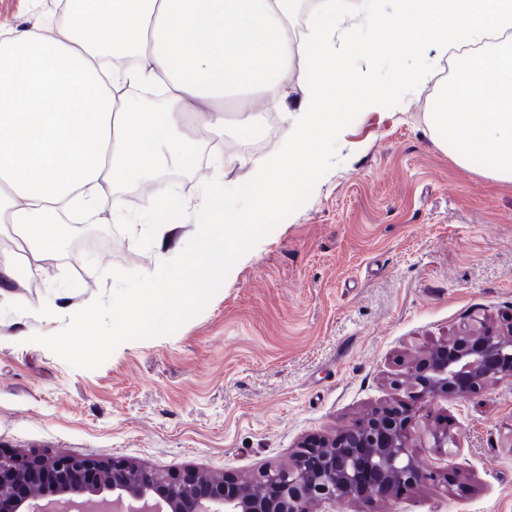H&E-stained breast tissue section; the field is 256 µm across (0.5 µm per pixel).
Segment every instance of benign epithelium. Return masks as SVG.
<instances>
[{"label":"benign epithelium","instance_id":"obj_1","mask_svg":"<svg viewBox=\"0 0 512 512\" xmlns=\"http://www.w3.org/2000/svg\"><path fill=\"white\" fill-rule=\"evenodd\" d=\"M105 231L92 224L64 225L69 253L89 249ZM489 381L512 382V338L486 330L456 337L448 356L436 350L412 362L398 391L410 397L459 399ZM412 407L401 402L374 411L357 427L332 439L309 440L286 469L268 466L229 495L224 478L196 471L166 474L127 461L108 464L72 454H0V512H308L314 503L340 508L365 492L373 475L383 497L399 487L436 483L441 472L418 460L408 434ZM136 472L129 478L128 470Z\"/></svg>","mask_w":512,"mask_h":512}]
</instances>
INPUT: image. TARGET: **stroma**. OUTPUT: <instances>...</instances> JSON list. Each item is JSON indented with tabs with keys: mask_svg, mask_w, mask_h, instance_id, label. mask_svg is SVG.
<instances>
[{
	"mask_svg": "<svg viewBox=\"0 0 512 512\" xmlns=\"http://www.w3.org/2000/svg\"><path fill=\"white\" fill-rule=\"evenodd\" d=\"M57 11V0H0V31ZM375 43L349 56L379 83H398L418 62ZM455 67L453 54L443 56L400 109L362 111L354 88L338 97L327 167L314 180L297 172L287 205L256 221L257 251L170 326L120 341L119 299L165 261L152 225L196 229L208 208L207 157L264 137L260 101L227 107L222 140L197 124L196 149L168 169L159 204L141 187L113 185L127 212L110 226L100 269L58 260L40 286L19 289L24 313L0 306V453L243 480L393 403L408 363L457 332L512 318V182L487 176L478 161L458 165L431 122ZM132 224L143 232L130 233ZM58 291L98 302L90 330L73 334L65 314L44 315ZM413 416L418 458L448 468L450 479L363 495L344 512H512V382L457 401L422 398ZM438 428L447 448L432 445Z\"/></svg>",
	"mask_w": 512,
	"mask_h": 512,
	"instance_id": "stroma-1",
	"label": "stroma"
}]
</instances>
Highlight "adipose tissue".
I'll use <instances>...</instances> for the list:
<instances>
[{
	"label": "adipose tissue",
	"instance_id": "adipose-tissue-1",
	"mask_svg": "<svg viewBox=\"0 0 512 512\" xmlns=\"http://www.w3.org/2000/svg\"><path fill=\"white\" fill-rule=\"evenodd\" d=\"M376 3L319 0L320 21L303 32L300 0H70L56 27L0 32V223L16 228L0 251V295L54 260L64 219L120 213V199H105L104 187L143 184L157 165L190 154L185 114L194 103L206 104L215 138L224 132L226 99L255 91L267 108L282 109L297 71L295 44L305 59L304 98L274 153L252 161L239 223L227 229L206 219L188 236L163 225L157 244L168 260L143 273L113 335L143 322L169 326L217 279L206 267L192 282L176 281L188 259L223 251L236 261L254 251V217L287 203L296 170L323 169L325 157L305 143L313 134L335 139L330 109L351 82L360 84L362 110L400 106L407 90L432 80L439 55L477 46L444 88L432 122L457 163L480 156L486 174L512 182V83L501 80L512 76V0H394L388 15ZM383 27L396 32V51L420 58L396 84L377 83L346 57L347 46ZM127 84L162 87L161 106L120 94ZM475 100L482 111H472Z\"/></svg>",
	"mask_w": 512,
	"mask_h": 512
}]
</instances>
